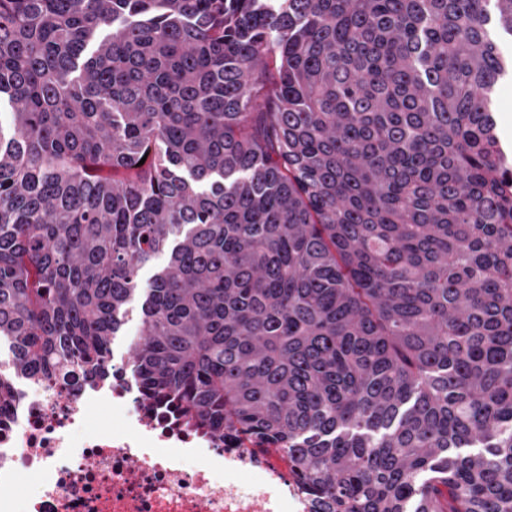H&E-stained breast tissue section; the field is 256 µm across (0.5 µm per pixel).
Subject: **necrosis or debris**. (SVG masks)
Segmentation results:
<instances>
[{"label":"necrosis or debris","instance_id":"1","mask_svg":"<svg viewBox=\"0 0 512 512\" xmlns=\"http://www.w3.org/2000/svg\"><path fill=\"white\" fill-rule=\"evenodd\" d=\"M112 370L105 385H28L0 409V512H319L271 444L217 439L145 403L125 364ZM100 406L119 421L89 426Z\"/></svg>","mask_w":512,"mask_h":512}]
</instances>
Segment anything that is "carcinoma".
I'll return each instance as SVG.
<instances>
[{
    "mask_svg": "<svg viewBox=\"0 0 512 512\" xmlns=\"http://www.w3.org/2000/svg\"><path fill=\"white\" fill-rule=\"evenodd\" d=\"M512 0H0V408L112 379L325 512H512ZM165 266L145 285L140 270ZM497 132L512 155V78L501 81L495 93Z\"/></svg>",
    "mask_w": 512,
    "mask_h": 512,
    "instance_id": "carcinoma-1",
    "label": "carcinoma"
}]
</instances>
